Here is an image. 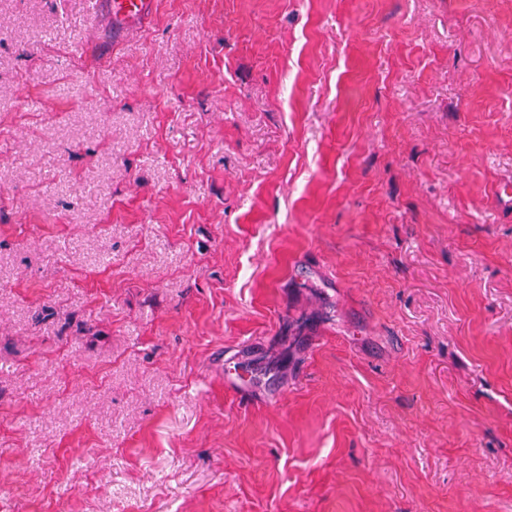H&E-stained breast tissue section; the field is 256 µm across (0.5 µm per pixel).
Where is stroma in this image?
I'll use <instances>...</instances> for the list:
<instances>
[{"label": "stroma", "instance_id": "1", "mask_svg": "<svg viewBox=\"0 0 512 512\" xmlns=\"http://www.w3.org/2000/svg\"><path fill=\"white\" fill-rule=\"evenodd\" d=\"M0 0V512H512V0ZM153 0H91L90 17L94 22H112V41H123L151 16Z\"/></svg>", "mask_w": 512, "mask_h": 512}]
</instances>
